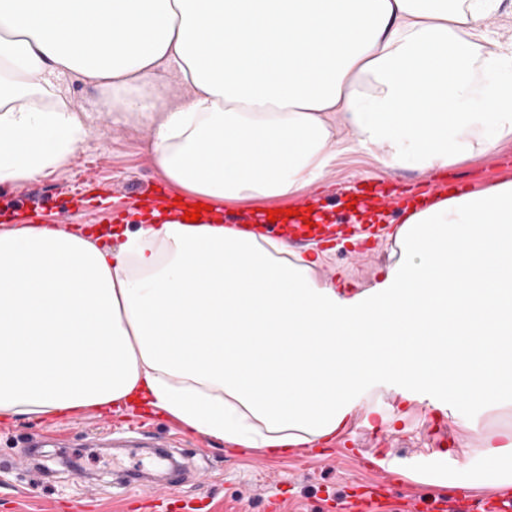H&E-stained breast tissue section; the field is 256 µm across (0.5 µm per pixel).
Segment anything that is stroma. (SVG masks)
<instances>
[{
  "instance_id": "35a3bbf8",
  "label": "stroma",
  "mask_w": 512,
  "mask_h": 512,
  "mask_svg": "<svg viewBox=\"0 0 512 512\" xmlns=\"http://www.w3.org/2000/svg\"><path fill=\"white\" fill-rule=\"evenodd\" d=\"M60 88L72 107L89 114L93 130L62 168L37 180L0 187V213L8 216L7 221H0V230L9 222L36 221L45 225L65 222L105 233L111 227L113 209L127 206L145 189L169 187L154 163L147 127L125 122L116 111L101 114L104 86L70 73L62 78ZM503 157L512 161V140L439 174L389 169L369 155L352 153L332 169L324 187L310 190L309 195L336 216L347 208L340 195L342 188L368 176L385 179L391 189L438 179L451 185L467 183L481 191L512 180V170L499 165ZM393 247L385 236L362 254L347 242L332 245L316 274L345 290H365L386 275ZM402 388L396 380L377 383L357 403L349 429L332 444L314 447L307 454L299 448L276 455L230 445L182 430L175 421L157 414L133 409L120 414L88 409L39 420L0 417V512H70L74 500L80 501L82 512H168V481L151 483L149 498L130 490L125 473L138 463L130 449H112L106 463L90 464L85 473L63 465L53 448L32 454L19 449L20 443L39 439L47 430L77 445L90 429L144 417L159 431L183 437L174 454L188 468L180 489L186 512H268L267 495L273 491L278 494L280 512H334L328 503L332 496L345 501L342 512H357L353 501L361 487L378 481L375 473L358 466L357 453L390 450L395 453L399 501L384 512H402L401 502L428 503L447 493L449 484H468L471 474L484 464L482 438L503 425L502 420L492 418L471 429L476 419L473 410L458 407L455 418L449 420L433 402L403 403ZM374 427L384 434V441L367 438V430ZM209 458L217 466L200 476Z\"/></svg>"
}]
</instances>
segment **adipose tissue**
Returning a JSON list of instances; mask_svg holds the SVG:
<instances>
[{
	"mask_svg": "<svg viewBox=\"0 0 512 512\" xmlns=\"http://www.w3.org/2000/svg\"><path fill=\"white\" fill-rule=\"evenodd\" d=\"M501 2L0 0V185L85 141L57 85L73 72L145 121L163 177L203 206L116 248L0 231V415L145 402L233 445L311 447L389 375L511 416L512 181L406 213L393 267L351 297L318 258L206 207L300 194L354 152L426 173L512 139V39L487 25ZM482 455L472 483L512 486V430Z\"/></svg>",
	"mask_w": 512,
	"mask_h": 512,
	"instance_id": "adipose-tissue-1",
	"label": "adipose tissue"
}]
</instances>
